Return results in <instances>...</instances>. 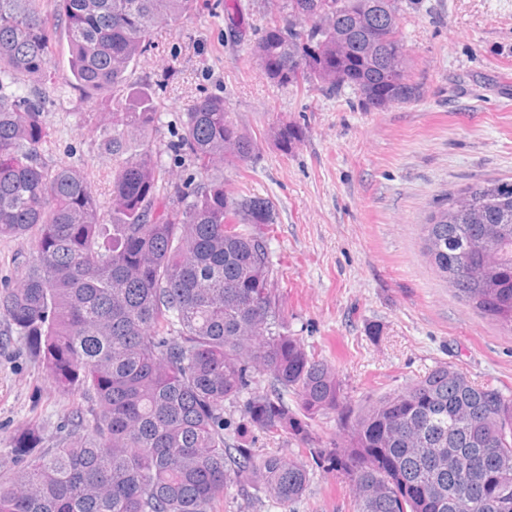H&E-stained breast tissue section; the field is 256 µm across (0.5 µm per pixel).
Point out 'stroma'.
<instances>
[{
  "label": "stroma",
  "instance_id": "1",
  "mask_svg": "<svg viewBox=\"0 0 512 512\" xmlns=\"http://www.w3.org/2000/svg\"><path fill=\"white\" fill-rule=\"evenodd\" d=\"M248 25L223 7L195 0L176 27L132 70L161 107L158 140L170 141L204 95L223 96L263 146L250 162L224 169L226 188L276 204L265 228L284 321L315 358L334 365L354 401L404 389L440 363L471 381L512 393V333L477 314L438 276L422 249V224L435 199L493 178L512 179V0H419L400 29L409 78L421 92L409 105L362 108L345 88L326 94L267 82L250 56L275 14L249 0ZM111 96L50 95L46 158L89 170L101 195L111 165L90 133ZM299 132L289 152L266 144L271 127ZM90 402L55 389L42 363L0 318V475L20 469L14 448L35 432L38 452L58 447L75 411ZM213 512H281L245 485H232ZM293 512H353L348 481L316 469Z\"/></svg>",
  "mask_w": 512,
  "mask_h": 512
}]
</instances>
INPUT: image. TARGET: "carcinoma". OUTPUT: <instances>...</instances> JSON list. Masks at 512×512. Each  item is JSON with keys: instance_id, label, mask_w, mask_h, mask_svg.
<instances>
[{"instance_id": "1", "label": "carcinoma", "mask_w": 512, "mask_h": 512, "mask_svg": "<svg viewBox=\"0 0 512 512\" xmlns=\"http://www.w3.org/2000/svg\"><path fill=\"white\" fill-rule=\"evenodd\" d=\"M194 0H0V237L30 246L0 317L59 389L89 400L60 447L0 478V512H212L233 484L283 509L324 465L348 480L354 512H512V396L439 364L405 389L357 403L336 368L290 333L274 287L269 198L234 195L224 166L257 141L224 97L196 100L161 143L159 106L129 74L160 27ZM251 55L274 86H347L366 108L411 104L401 0H277ZM278 34L269 35V29ZM65 32L67 81L50 68ZM112 92L94 128L112 159L109 203L87 173L50 165L47 85ZM270 139L286 153V123ZM195 168L175 178L163 156ZM424 250L449 287L512 331V181L436 199ZM268 386L257 387L261 378ZM294 404L288 403V398ZM242 403L233 434L224 402ZM333 415L336 443L314 423ZM304 447L255 453L250 433Z\"/></svg>"}]
</instances>
